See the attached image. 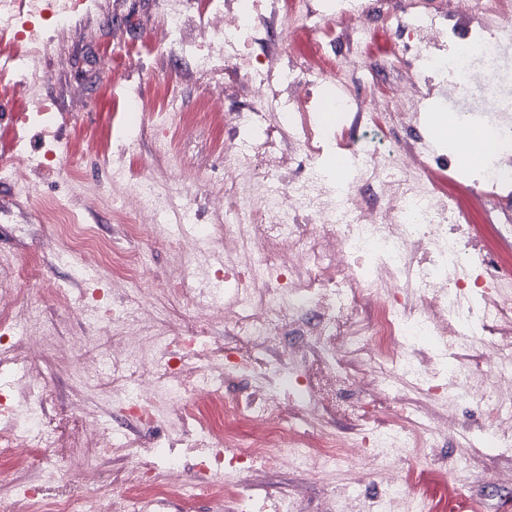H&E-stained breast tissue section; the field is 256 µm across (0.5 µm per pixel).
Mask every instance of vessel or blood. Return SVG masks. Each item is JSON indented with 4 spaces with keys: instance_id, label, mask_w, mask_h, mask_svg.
<instances>
[{
    "instance_id": "1",
    "label": "vessel or blood",
    "mask_w": 512,
    "mask_h": 512,
    "mask_svg": "<svg viewBox=\"0 0 512 512\" xmlns=\"http://www.w3.org/2000/svg\"><path fill=\"white\" fill-rule=\"evenodd\" d=\"M427 137L433 145L445 139L450 140L455 162L461 167L479 164L493 152V143L485 135L481 119L475 115L462 120L449 119L444 127L430 125Z\"/></svg>"
}]
</instances>
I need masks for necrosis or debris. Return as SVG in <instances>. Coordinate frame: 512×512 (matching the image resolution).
<instances>
[{
	"instance_id": "1",
	"label": "necrosis or debris",
	"mask_w": 512,
	"mask_h": 512,
	"mask_svg": "<svg viewBox=\"0 0 512 512\" xmlns=\"http://www.w3.org/2000/svg\"><path fill=\"white\" fill-rule=\"evenodd\" d=\"M163 2L161 46L191 58L213 101L223 95L225 70L238 69L233 93L250 104L224 113L242 141L224 149V196L213 204L214 222L196 224L193 205L183 208V223L195 224L197 237L223 252L224 263L203 264L192 252L165 274L168 296L185 300L192 313L183 322L167 307H145L147 250L114 265L113 287L63 299L78 320L98 327L97 336L70 339L79 355L74 377L110 392L108 407L131 422L125 431L93 408L75 418L61 411L36 358L59 342L46 311L0 293V368L9 361L24 367L19 383L0 389V454H36L44 462L36 478L17 480L13 494L0 498V512H192L202 497L217 512H264L235 475L259 484L285 462L320 473L344 463L350 441L322 423L351 387L363 393L351 406L360 446L372 460L396 457L409 447V426L419 416L418 406L402 398L403 387L431 404L472 399L476 376L464 356H449L448 349L469 343L476 326L506 313L500 280L470 290L466 244L448 230L452 203L414 179L425 145L400 156L372 143L347 148L330 129L298 133L294 114L316 109L325 88L335 90L336 109L349 106L353 94L344 73L354 65L351 57H342L338 74L327 78L288 63L279 50L251 54L276 15L275 0H210L208 14L195 23L190 0ZM32 3L20 23L13 0H0V27L19 29L26 41L10 73L19 90L36 97L41 116L52 107L38 97L47 41L37 25L48 18L66 26L92 4ZM399 24L422 48L424 69L398 89L411 108L389 113L395 124H415L428 83L447 84L449 96H461L483 82L471 58L496 61L512 47V11L484 0H443L435 9L412 0ZM291 139L298 144L293 158L277 147ZM327 147L351 152L372 181L376 204L352 187L324 183L314 161ZM298 157L304 169L293 178ZM113 180L120 193L112 208L128 217L130 232L156 234L168 199L124 168L114 170ZM315 224L320 232H312ZM366 299L369 334H347ZM226 321L231 334L215 335ZM490 363L495 381L484 394V439L511 449L512 342H498ZM232 376L243 386L230 394L224 385ZM382 403L389 417L381 425ZM242 423L250 433L239 432ZM88 447L102 456L121 451L162 462L166 478L151 482L130 469L114 477L112 491L83 496L67 474L77 472L86 486L98 483ZM192 470L215 478L185 482Z\"/></svg>"
}]
</instances>
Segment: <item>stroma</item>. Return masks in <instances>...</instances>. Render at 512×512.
Masks as SVG:
<instances>
[{
  "label": "stroma",
  "mask_w": 512,
  "mask_h": 512,
  "mask_svg": "<svg viewBox=\"0 0 512 512\" xmlns=\"http://www.w3.org/2000/svg\"><path fill=\"white\" fill-rule=\"evenodd\" d=\"M162 0H98L99 7L75 15L70 26L53 32L41 67L48 78L40 99L54 105L49 128L28 123L35 101L19 92L7 74L0 73V160L25 156L29 181L19 184L0 172V188L13 192L15 201L0 200V289L8 288L24 301L41 305L62 322L63 341L45 356L50 371L48 389L70 416H78L71 372L78 362L66 341L68 335H94L93 326L70 319L44 284L78 296L88 282L80 272L82 258L75 251L72 234L63 223L49 221L45 213L68 209L75 230L104 242L111 251L138 250L142 242L129 236L124 221L112 210L113 164H123L135 178H147L177 189L191 186L195 208L202 220L211 217L213 198L224 190V147L237 133L225 125L223 112L212 113L192 128H185L186 114L199 111L206 97L192 76L191 61L178 48H155L166 27ZM321 0H277V17L265 46L281 48L289 60L328 72L339 66V56L352 54L356 69L351 86L356 94L373 88L381 100L401 110L394 94L397 86L420 68L413 50L405 46L400 30L380 16V7L405 12V0H364L367 21L360 31L347 30L325 17L304 20L311 5ZM149 106L136 122L124 110L129 96ZM179 99L183 113L165 129H158L150 110L166 109ZM330 126L341 128L349 140L370 136L387 138L397 152L411 150L426 130L425 119L415 128L388 124L384 113L353 105L333 113ZM167 149L157 152V138ZM448 145L432 149V157L416 169V177L440 197L451 200L459 216L463 240L472 246V277L505 272L504 285L512 293V196L489 202L468 172L455 164L441 163ZM59 238L56 251L45 254V238ZM450 415L453 430H441L428 449H409L379 472L358 469L349 461L335 473L323 476L282 466L268 482L252 492L256 498H274L288 492L301 512H322L324 499L344 484L355 485L371 496L380 480L402 478L421 497L426 512H470V501L480 502L481 512H512V483L499 474L512 471V452L484 440L486 419L476 400L455 405Z\"/></svg>",
  "instance_id": "stroma-1"
}]
</instances>
